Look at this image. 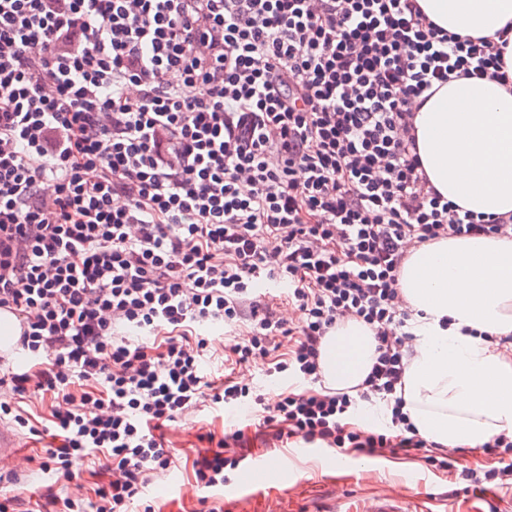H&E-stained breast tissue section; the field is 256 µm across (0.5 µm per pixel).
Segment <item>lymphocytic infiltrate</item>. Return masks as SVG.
<instances>
[{
	"label": "lymphocytic infiltrate",
	"mask_w": 512,
	"mask_h": 512,
	"mask_svg": "<svg viewBox=\"0 0 512 512\" xmlns=\"http://www.w3.org/2000/svg\"><path fill=\"white\" fill-rule=\"evenodd\" d=\"M496 39L450 34L417 0H0V308L24 325L0 357V420L56 446L35 457L44 503L0 512H129L176 459L160 430L203 403L255 407L272 441L384 453L421 438L398 394L412 248L512 238L430 185L413 105L434 84H512ZM283 294V318L259 283ZM376 358L359 397L323 387L320 348L346 319ZM241 332L208 380L201 329ZM264 366L292 384L237 381ZM385 405L382 431L349 420ZM195 480L223 484L243 430L215 437ZM118 471L91 500L83 465Z\"/></svg>",
	"instance_id": "lymphocytic-infiltrate-1"
}]
</instances>
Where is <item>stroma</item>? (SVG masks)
Here are the masks:
<instances>
[{
    "mask_svg": "<svg viewBox=\"0 0 512 512\" xmlns=\"http://www.w3.org/2000/svg\"><path fill=\"white\" fill-rule=\"evenodd\" d=\"M252 422V416L243 410L204 407L189 420L176 423L168 435L176 447L177 465L148 488V500L156 502L162 512H200L205 505L222 508L223 512H328L333 502L354 508L364 499L388 494L397 484L413 512H447L451 506L458 512H506L512 506V489L489 482L473 483L462 476L465 467L478 471L496 467V460L479 449L463 448L453 453L457 471L451 474L431 468L419 453L398 451L379 457L330 448L306 452L291 447L269 448L252 429ZM234 427L247 430L244 448L248 460L269 462L264 485L240 487L233 471L224 485L196 484L193 462L202 450L195 438L197 429L220 436ZM45 452L42 444H30L26 458L16 463V476L0 479V491L40 498L53 478L29 464L28 458ZM363 464L375 471L371 481L362 482L356 476Z\"/></svg>",
    "mask_w": 512,
    "mask_h": 512,
    "instance_id": "35a3bbf8",
    "label": "stroma"
}]
</instances>
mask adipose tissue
Here are the masks:
<instances>
[{
    "mask_svg": "<svg viewBox=\"0 0 512 512\" xmlns=\"http://www.w3.org/2000/svg\"><path fill=\"white\" fill-rule=\"evenodd\" d=\"M451 34L491 37L512 23V0H418ZM419 155L436 190L462 210L512 215V86L454 79L415 117ZM400 288L415 319L401 396L418 434L446 448L512 435V239L448 237L415 249ZM375 351L350 319L324 339L325 387L357 395Z\"/></svg>",
    "mask_w": 512,
    "mask_h": 512,
    "instance_id": "obj_1",
    "label": "adipose tissue"
}]
</instances>
